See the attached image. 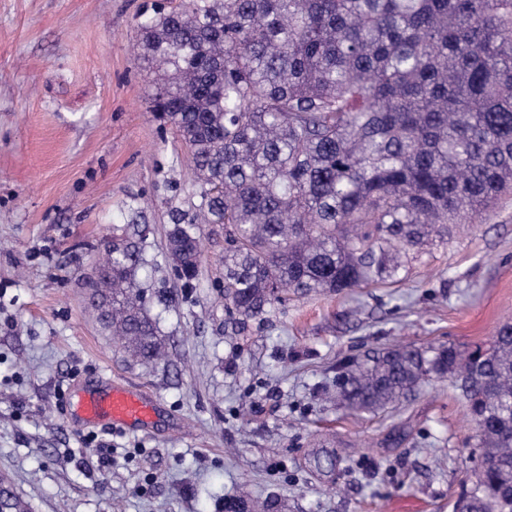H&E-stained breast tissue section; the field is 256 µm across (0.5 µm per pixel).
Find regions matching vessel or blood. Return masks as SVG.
<instances>
[{
  "mask_svg": "<svg viewBox=\"0 0 512 512\" xmlns=\"http://www.w3.org/2000/svg\"><path fill=\"white\" fill-rule=\"evenodd\" d=\"M76 410L87 424L105 423L144 430L156 418L157 403L145 392L109 381L101 389L86 392Z\"/></svg>",
  "mask_w": 512,
  "mask_h": 512,
  "instance_id": "obj_1",
  "label": "vessel or blood"
}]
</instances>
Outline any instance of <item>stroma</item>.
<instances>
[{
    "label": "stroma",
    "instance_id": "1",
    "mask_svg": "<svg viewBox=\"0 0 512 512\" xmlns=\"http://www.w3.org/2000/svg\"><path fill=\"white\" fill-rule=\"evenodd\" d=\"M154 0H0V474L32 512H220L243 492L288 512H453L474 425L446 380L353 416L338 362L398 341L472 347L512 323V196L426 248L409 277L289 295L228 336L224 229L185 286L148 272L168 362H129L100 329L88 279L101 241L146 206L162 253L191 182L176 132L147 110L136 15ZM158 397L149 431L76 427L75 380ZM330 456L332 467L316 460Z\"/></svg>",
    "mask_w": 512,
    "mask_h": 512
}]
</instances>
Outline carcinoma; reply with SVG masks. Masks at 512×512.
Here are the masks:
<instances>
[{
  "label": "carcinoma",
  "mask_w": 512,
  "mask_h": 512,
  "mask_svg": "<svg viewBox=\"0 0 512 512\" xmlns=\"http://www.w3.org/2000/svg\"><path fill=\"white\" fill-rule=\"evenodd\" d=\"M156 73L147 109L187 150V199L163 258L198 279L224 225V308L237 324L284 296L397 283L400 261L512 193V0H176L136 23ZM152 228L130 207L104 248L98 320L140 365L167 353L141 273ZM447 379L484 462L476 512H512V324L460 349L397 342L336 365V399L373 413ZM9 512H31L0 489ZM281 512L271 495L224 512Z\"/></svg>",
  "instance_id": "1"
}]
</instances>
